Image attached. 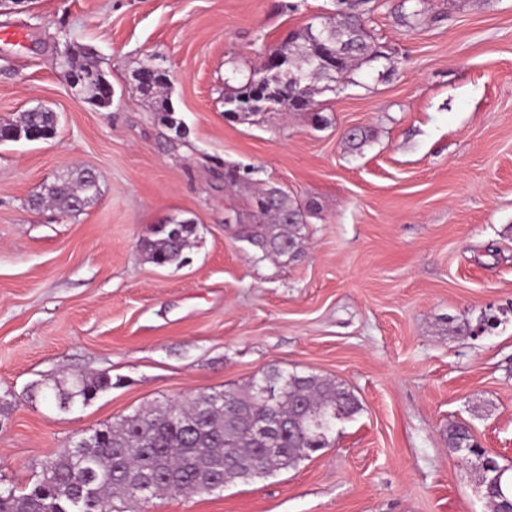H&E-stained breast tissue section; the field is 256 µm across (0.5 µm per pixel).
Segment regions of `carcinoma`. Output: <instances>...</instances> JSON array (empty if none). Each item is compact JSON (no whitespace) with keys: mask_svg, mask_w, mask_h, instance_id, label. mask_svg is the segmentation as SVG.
Returning <instances> with one entry per match:
<instances>
[{"mask_svg":"<svg viewBox=\"0 0 512 512\" xmlns=\"http://www.w3.org/2000/svg\"><path fill=\"white\" fill-rule=\"evenodd\" d=\"M368 0H337L335 15L318 26L308 25L288 43L276 48L277 65H266L264 84L251 76L241 87L224 93L225 113L247 118L283 105L291 112H304L320 92L322 81L339 84L365 63L390 60L366 29ZM82 72L91 78L85 96L100 94L105 77L98 61L89 53L78 55ZM57 117L45 107H34L4 125L12 141L19 135L56 129ZM99 193V184L82 169L74 177L57 181L45 189V198L63 211H82ZM258 224L241 229L244 238L263 245L277 256L297 257L300 226L306 223V208L278 188L270 187L254 196ZM155 231V238L141 241L142 250L159 265L180 259L194 232L191 223L178 222ZM112 387L107 374L61 378L53 381L45 396L61 410L85 405ZM238 402L250 406L239 415L235 407L224 408L219 393H203L186 402L168 401L147 411L124 417L116 425L105 424L89 434V446L77 451L66 448L41 464L38 480L29 491L0 486V512H138L142 498L137 491L144 478L153 479L150 496L161 493L209 494L224 486V453H232L241 470L229 477L233 482L251 476V469L286 468L325 447L335 422L357 410L354 395L333 381L313 375L291 373L274 398H254L252 386L238 393ZM288 419L294 428L261 443L248 424L269 415ZM471 431L459 424L448 425V447L467 442ZM261 448H279L276 454H261ZM490 512H500L512 500V488H492L484 495Z\"/></svg>","mask_w":512,"mask_h":512,"instance_id":"cac0c4a2","label":"carcinoma"}]
</instances>
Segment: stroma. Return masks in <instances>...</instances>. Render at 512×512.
<instances>
[{
  "label": "stroma",
  "mask_w": 512,
  "mask_h": 512,
  "mask_svg": "<svg viewBox=\"0 0 512 512\" xmlns=\"http://www.w3.org/2000/svg\"><path fill=\"white\" fill-rule=\"evenodd\" d=\"M374 0L385 60L363 65L312 111L225 113L224 81L336 0H22L0 11V122L44 106L53 138L0 144V483L31 488L41 462L137 411L243 390L272 370L342 384L357 412L326 448L208 495L155 496L140 512H489L473 462L448 446L468 423L512 465V0ZM90 52L107 108L72 94L64 52ZM158 63L183 135L133 80ZM327 122L315 125L312 112ZM368 139L350 149L345 135ZM100 175L81 212L33 195L76 169ZM241 173L230 184L228 173ZM268 186L313 204L299 257L263 255L251 223ZM195 233L159 266L140 247L171 218ZM111 389L59 410L62 376Z\"/></svg>",
  "instance_id": "stroma-1"
}]
</instances>
